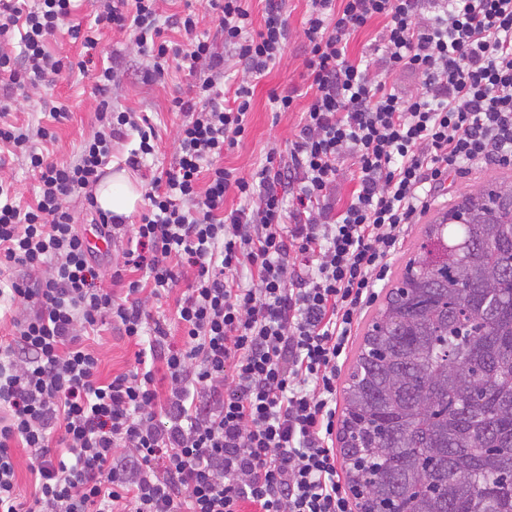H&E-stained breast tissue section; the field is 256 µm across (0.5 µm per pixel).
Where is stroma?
I'll use <instances>...</instances> for the list:
<instances>
[{"instance_id": "obj_1", "label": "stroma", "mask_w": 512, "mask_h": 512, "mask_svg": "<svg viewBox=\"0 0 512 512\" xmlns=\"http://www.w3.org/2000/svg\"><path fill=\"white\" fill-rule=\"evenodd\" d=\"M284 8L288 16L287 55L280 65L257 81L247 134L238 147L225 153L223 159L225 166L246 174L257 170L268 146L274 144L282 147L292 139L307 104L306 98L301 97L296 100L292 111L277 115L272 110L273 94L302 85V60L307 50L304 35L306 0H285ZM191 82V76L178 68L173 60L169 61L165 76L160 81L146 80L139 69L131 70L123 77L118 91L110 95L109 101L122 109L147 113L159 135L158 152L155 157L143 161L140 168L127 167L125 160L136 148L137 141L135 136H126L115 144L113 157L105 167L106 173L127 172L131 180L144 186L150 180L152 169L169 165L179 122L177 114L171 109V101L174 97L185 95ZM47 100L63 103L67 108L66 117L56 120L45 112L43 103ZM98 103L91 81L79 72L66 71L50 86L21 100L12 119L20 125L31 128L44 126L53 131L54 140L45 146L48 156L56 162H68L76 157L82 142L95 133ZM502 179L512 181V171L470 166L458 176L453 192L437 195L429 213L438 215L457 203L462 196L476 193L492 181ZM90 345L103 354L100 377L104 380L127 370L137 350L134 342L108 326L91 340Z\"/></svg>"}]
</instances>
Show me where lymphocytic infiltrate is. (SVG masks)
<instances>
[{
    "label": "lymphocytic infiltrate",
    "instance_id": "1",
    "mask_svg": "<svg viewBox=\"0 0 512 512\" xmlns=\"http://www.w3.org/2000/svg\"><path fill=\"white\" fill-rule=\"evenodd\" d=\"M160 2L97 0L85 27L68 22L73 0H0V146L39 183L23 205L0 177V314L11 326L0 337V512H353L335 448L346 353L435 194L465 166L512 168V0H307L311 96L287 150L270 147L248 176L222 159L248 130L254 81L287 53L284 0H266L259 24L250 0H207L168 19ZM208 11L219 39L200 31ZM378 19L377 65L351 58L352 35ZM107 28L131 34L150 77L173 58L195 78L171 102L182 116L174 160L127 237L94 188L113 140L137 133L136 167L157 134L107 99L121 65L91 57ZM172 28L182 42L167 39ZM63 30L86 49L77 67L102 100L99 130L58 163L35 146L47 128L8 117L61 73L47 44ZM236 68L245 77L225 93ZM400 69L419 79L407 98L389 82ZM344 175L353 188L340 199ZM231 196L242 206L226 208ZM76 197L114 230L111 284L77 227ZM170 293L173 321L154 318L150 300ZM105 325L138 347L107 381L84 343ZM17 446L31 457L29 496ZM13 452L16 464L18 488L23 495L29 496L33 491L29 473V465L31 462L30 455L24 448H14Z\"/></svg>",
    "mask_w": 512,
    "mask_h": 512
}]
</instances>
